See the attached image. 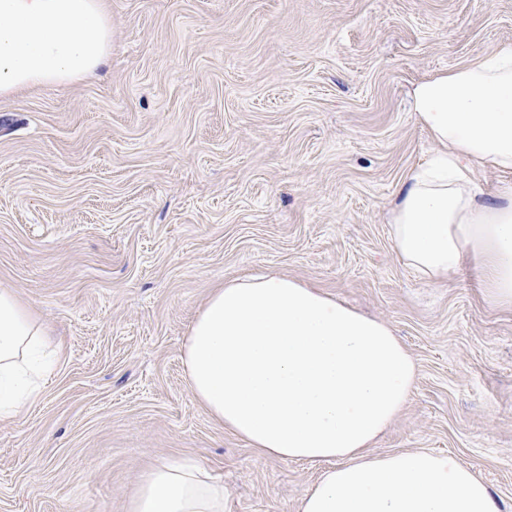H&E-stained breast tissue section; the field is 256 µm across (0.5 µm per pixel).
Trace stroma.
Here are the masks:
<instances>
[{
  "label": "stroma",
  "instance_id": "1",
  "mask_svg": "<svg viewBox=\"0 0 512 512\" xmlns=\"http://www.w3.org/2000/svg\"><path fill=\"white\" fill-rule=\"evenodd\" d=\"M99 74L0 98V288L52 367L0 421V512H129L167 461L225 512H298L319 469L263 456L190 394L212 288L277 273L389 323L418 365L373 451L469 464L512 512V305L479 263L437 282L388 212L436 145L413 84L512 43V0H107Z\"/></svg>",
  "mask_w": 512,
  "mask_h": 512
}]
</instances>
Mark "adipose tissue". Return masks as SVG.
<instances>
[{
  "instance_id": "adipose-tissue-1",
  "label": "adipose tissue",
  "mask_w": 512,
  "mask_h": 512,
  "mask_svg": "<svg viewBox=\"0 0 512 512\" xmlns=\"http://www.w3.org/2000/svg\"><path fill=\"white\" fill-rule=\"evenodd\" d=\"M112 50L105 0H0V97L84 81ZM439 145L398 190L389 223L403 260L434 282L480 259L489 297L512 305V182L487 195L476 168L512 172V44L480 64L413 85ZM46 330L0 289V419L34 395ZM193 398L265 456L320 473L300 512H500L493 490L458 458L370 448L404 409L418 366L385 322L329 294L271 275L213 289L185 336ZM224 485L193 463L162 464L130 512H224Z\"/></svg>"
}]
</instances>
